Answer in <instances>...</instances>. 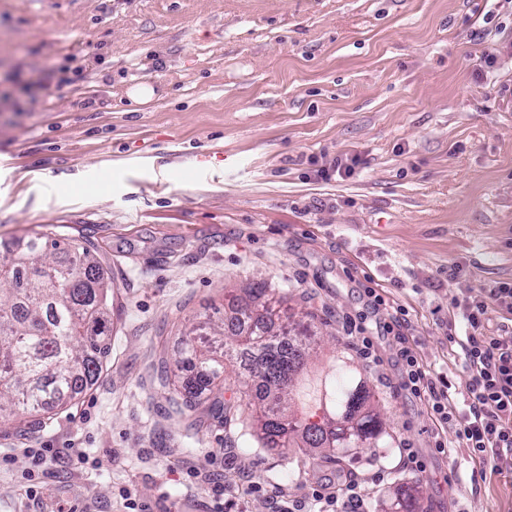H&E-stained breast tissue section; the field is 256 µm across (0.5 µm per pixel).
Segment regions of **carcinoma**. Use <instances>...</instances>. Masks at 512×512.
Instances as JSON below:
<instances>
[{
	"label": "carcinoma",
	"mask_w": 512,
	"mask_h": 512,
	"mask_svg": "<svg viewBox=\"0 0 512 512\" xmlns=\"http://www.w3.org/2000/svg\"><path fill=\"white\" fill-rule=\"evenodd\" d=\"M95 246L62 247L47 235L34 236L0 259V425L68 405L99 372L106 356L105 315L112 288L93 256ZM41 263L36 276L32 264ZM264 287L237 298L232 321L210 333L190 328L183 343L195 377L171 396L177 408L206 406L208 415L228 420L236 401L213 394L224 375V329L250 353L249 378L260 393L253 425L264 448H310L343 458L379 448L386 434L378 400L350 362L338 357L329 368L307 370L311 327L282 324ZM417 490L401 485L395 512H416Z\"/></svg>",
	"instance_id": "carcinoma-1"
}]
</instances>
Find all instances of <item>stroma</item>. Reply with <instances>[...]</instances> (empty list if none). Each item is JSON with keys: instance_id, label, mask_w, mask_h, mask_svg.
Masks as SVG:
<instances>
[{"instance_id": "obj_1", "label": "stroma", "mask_w": 512, "mask_h": 512, "mask_svg": "<svg viewBox=\"0 0 512 512\" xmlns=\"http://www.w3.org/2000/svg\"><path fill=\"white\" fill-rule=\"evenodd\" d=\"M139 82L156 96L134 106ZM339 160L351 174L319 176ZM38 233L95 243L112 331L70 408L0 430V512H127L125 491L213 512L217 484L224 512H274L339 469L370 512L406 483L424 512H512V472L437 453L399 387L405 346L464 392L452 299L512 283V0H0V253ZM248 284L322 325L316 367L346 357L380 395L378 453L261 448L176 411L160 361ZM366 288L400 320L375 366L349 335Z\"/></svg>"}]
</instances>
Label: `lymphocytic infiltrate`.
<instances>
[{"label": "lymphocytic infiltrate", "mask_w": 512, "mask_h": 512, "mask_svg": "<svg viewBox=\"0 0 512 512\" xmlns=\"http://www.w3.org/2000/svg\"><path fill=\"white\" fill-rule=\"evenodd\" d=\"M466 323L462 346L466 365V409L458 411L453 384L432 377L408 349L399 352L402 388L423 403L439 423H454L458 447L469 449L479 465L499 473L512 470V338L489 336L485 325L491 310L512 314V284L471 288L455 299ZM353 476L310 486L303 498L281 497L275 512H306L315 502L319 512H367Z\"/></svg>", "instance_id": "obj_1"}]
</instances>
